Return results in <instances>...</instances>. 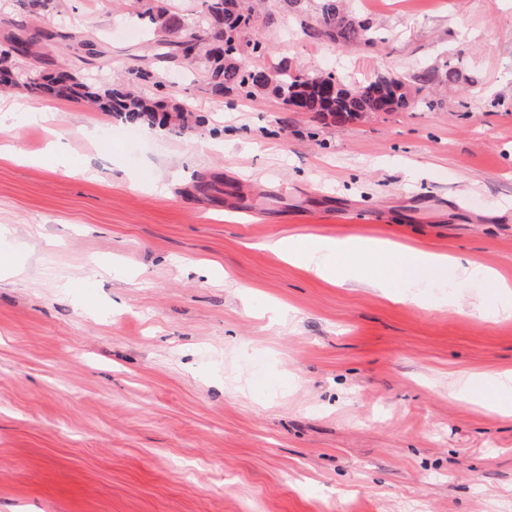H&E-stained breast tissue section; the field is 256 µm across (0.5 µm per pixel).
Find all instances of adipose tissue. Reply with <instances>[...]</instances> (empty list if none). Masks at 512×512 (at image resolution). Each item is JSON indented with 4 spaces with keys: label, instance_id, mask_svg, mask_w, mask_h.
Wrapping results in <instances>:
<instances>
[{
    "label": "adipose tissue",
    "instance_id": "adipose-tissue-1",
    "mask_svg": "<svg viewBox=\"0 0 512 512\" xmlns=\"http://www.w3.org/2000/svg\"><path fill=\"white\" fill-rule=\"evenodd\" d=\"M265 246L326 281L376 288L405 284L407 291L399 296L403 302L412 301L410 289L422 279H445L458 287L477 282L504 294L512 292V285L491 269L479 272L462 258L406 250L389 239L358 235L289 236L270 239ZM459 391L480 401L490 400L491 410L512 416V373L493 380L476 376L468 378L460 384Z\"/></svg>",
    "mask_w": 512,
    "mask_h": 512
}]
</instances>
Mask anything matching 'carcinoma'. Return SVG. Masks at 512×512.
Returning <instances> with one entry per match:
<instances>
[{
    "instance_id": "obj_1",
    "label": "carcinoma",
    "mask_w": 512,
    "mask_h": 512,
    "mask_svg": "<svg viewBox=\"0 0 512 512\" xmlns=\"http://www.w3.org/2000/svg\"><path fill=\"white\" fill-rule=\"evenodd\" d=\"M55 0H23L31 20L39 24L18 28L0 46V87L18 88L39 99H72L87 103L131 125L167 127L191 130L205 119L188 107L153 98L142 89L151 83L158 89L156 68L188 69L204 67L205 93L222 98L230 90L251 97L258 89H271L280 99L297 96L302 111L317 119L329 118L335 123L357 119L390 105V111H407L415 104L409 81L400 75L384 76L356 86L336 77L339 89L325 97L319 91L328 73L292 70L286 66L252 69L246 61L262 41L252 32L249 23L253 6L249 0H204V9L186 22L172 13L165 0H135L136 17L154 25L160 33L154 53L130 76L116 83H92L83 80L73 64L57 62L40 51L45 41L70 40L72 35L51 28L50 11ZM314 33L334 44L375 43L365 21L345 11L343 0H320ZM103 52L87 40L77 43L75 61L94 65Z\"/></svg>"
}]
</instances>
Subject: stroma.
I'll list each match as a JSON object with an SVG mask.
<instances>
[{
  "mask_svg": "<svg viewBox=\"0 0 512 512\" xmlns=\"http://www.w3.org/2000/svg\"><path fill=\"white\" fill-rule=\"evenodd\" d=\"M347 6L384 43L265 0V63L426 73L425 102L337 124L164 70L206 122L149 133L64 100L46 130L0 95V512H512V417L457 391L512 371V317L475 311L493 289L396 302L260 247L393 239L512 281V0ZM53 26L104 51L97 83L149 40L122 0ZM51 140L65 163L30 161Z\"/></svg>",
  "mask_w": 512,
  "mask_h": 512,
  "instance_id": "35a3bbf8",
  "label": "stroma"
}]
</instances>
